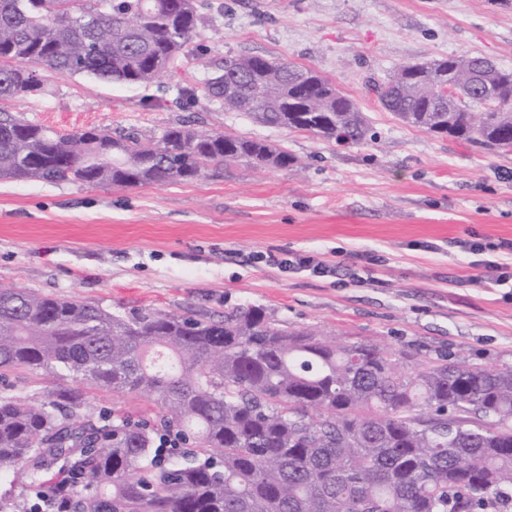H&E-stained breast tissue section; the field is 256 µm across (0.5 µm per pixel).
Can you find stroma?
Masks as SVG:
<instances>
[{
    "label": "stroma",
    "mask_w": 512,
    "mask_h": 512,
    "mask_svg": "<svg viewBox=\"0 0 512 512\" xmlns=\"http://www.w3.org/2000/svg\"><path fill=\"white\" fill-rule=\"evenodd\" d=\"M197 55L140 86L54 76L38 97L0 108L72 133L161 135L196 117L204 128L284 147L306 167L239 166L219 177L138 188L0 180V287L153 308L206 321L260 306L289 328L373 339L422 366L451 352L512 365V288L489 287L456 240H512V152L495 154L406 126L370 91L403 62L472 54L512 68V5L498 0H201ZM315 68L351 96L376 136L339 146L252 122L220 103L185 108L227 55ZM300 253L333 275L253 262ZM156 410L141 398L89 394L91 416Z\"/></svg>",
    "instance_id": "stroma-1"
}]
</instances>
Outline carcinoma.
I'll use <instances>...</instances> for the list:
<instances>
[{"instance_id": "obj_1", "label": "carcinoma", "mask_w": 512, "mask_h": 512, "mask_svg": "<svg viewBox=\"0 0 512 512\" xmlns=\"http://www.w3.org/2000/svg\"><path fill=\"white\" fill-rule=\"evenodd\" d=\"M147 0H0V99L37 96L44 73L126 85L160 79L195 52L198 0L153 14ZM60 14L65 28L54 26ZM461 87L451 112L413 64L376 89L408 126L486 151L512 150V70L480 58L432 61ZM501 104L485 117L480 93ZM219 102L254 121L338 145L368 141L358 104L310 66L226 56L182 105ZM245 161L305 164L264 141L188 119L148 143L108 129L60 134L0 111V179L136 188L221 176ZM406 350L340 343L281 327L259 306L200 321L157 309L0 289V376L17 370L72 385L36 403L0 397V482L22 480L0 512H50L49 473L79 478L68 512H512V365L439 354L416 369ZM89 390L134 394L158 424L120 409L81 413ZM178 437L180 448L159 445Z\"/></svg>"}]
</instances>
